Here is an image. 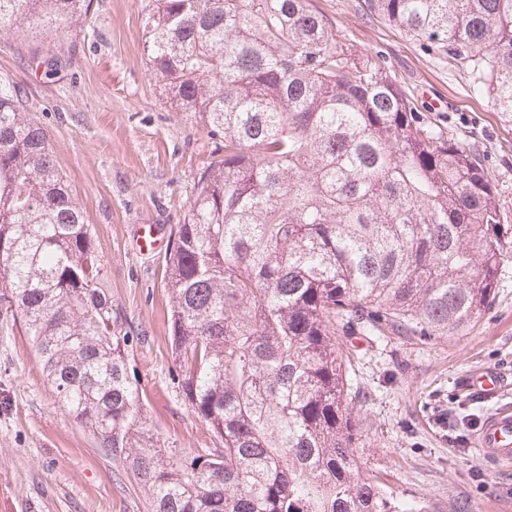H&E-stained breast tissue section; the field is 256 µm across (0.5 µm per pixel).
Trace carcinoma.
I'll use <instances>...</instances> for the list:
<instances>
[{
  "label": "carcinoma",
  "instance_id": "1",
  "mask_svg": "<svg viewBox=\"0 0 512 512\" xmlns=\"http://www.w3.org/2000/svg\"><path fill=\"white\" fill-rule=\"evenodd\" d=\"M92 0H0V27L72 36ZM512 112V0H367ZM147 58L214 140L164 256L179 384L221 443L147 429L90 225L44 130L0 84V311L152 512H428L363 470L337 336H461L512 260L477 150L435 129L311 0H154Z\"/></svg>",
  "mask_w": 512,
  "mask_h": 512
}]
</instances>
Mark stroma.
I'll list each match as a JSON object with an SVG mask.
<instances>
[{"mask_svg": "<svg viewBox=\"0 0 512 512\" xmlns=\"http://www.w3.org/2000/svg\"><path fill=\"white\" fill-rule=\"evenodd\" d=\"M337 39L379 58L415 106L448 137L470 142L512 225V112L476 93L454 62L370 13L365 0H312ZM152 0H93L87 35H21L0 28V83L15 89L46 132L58 167L92 229L106 288L139 331L130 370L146 395L145 421L183 454L214 447L209 426L178 384L163 252L138 247L141 227L170 231L193 199L212 144L173 112L144 52ZM64 66L47 75L34 52ZM354 389L363 426L357 453L389 490L425 497L430 512H512V467L485 462L475 423L503 397L467 385L480 370L512 378V262L498 271L490 305L464 335L360 336ZM130 473L102 454L63 406L17 321L0 316V512H149Z\"/></svg>", "mask_w": 512, "mask_h": 512, "instance_id": "obj_1", "label": "stroma"}]
</instances>
